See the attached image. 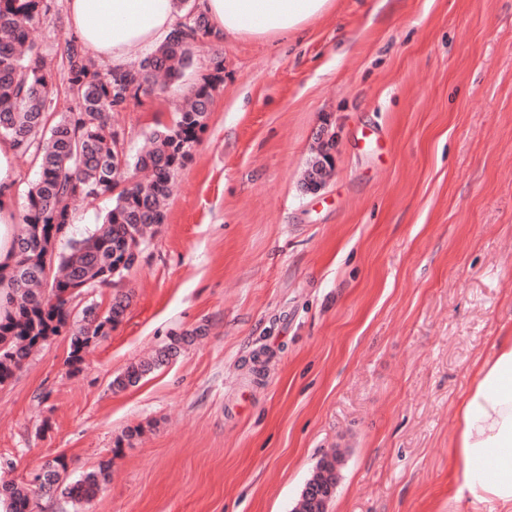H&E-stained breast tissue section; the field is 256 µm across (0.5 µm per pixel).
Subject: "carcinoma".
Instances as JSON below:
<instances>
[{"label":"carcinoma","instance_id":"carcinoma-1","mask_svg":"<svg viewBox=\"0 0 512 512\" xmlns=\"http://www.w3.org/2000/svg\"><path fill=\"white\" fill-rule=\"evenodd\" d=\"M53 0H0V141L38 169L27 191V207L14 237L11 261L0 262V384L13 377L39 341L70 336L67 364L81 361L92 342L122 322L127 303L116 297L103 310L88 304L73 314L80 290L108 285L132 269L144 245V227L163 222V204L172 192L197 133L205 126L211 90L219 76L194 88L177 111L174 124L154 129L150 148L136 156L118 144L112 113L131 101L164 91L192 65L198 44L214 35L208 16L187 0H173L180 14L176 31L146 54L137 66L103 69L70 35L55 48L27 43V30L49 14ZM64 72L57 84V71ZM113 197L102 223L69 251L55 242L69 234L79 201ZM190 336H173L151 363H135L114 378L125 389L175 355ZM58 456L34 474L38 491L62 489L76 501L92 500L112 461L74 482ZM336 487V459H325L306 484L295 512H326ZM5 512H34L27 489L0 487Z\"/></svg>","mask_w":512,"mask_h":512}]
</instances>
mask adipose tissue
Here are the masks:
<instances>
[{
	"label": "adipose tissue",
	"mask_w": 512,
	"mask_h": 512,
	"mask_svg": "<svg viewBox=\"0 0 512 512\" xmlns=\"http://www.w3.org/2000/svg\"><path fill=\"white\" fill-rule=\"evenodd\" d=\"M335 0H201L216 33L274 38L303 31ZM74 32L96 56L121 66L132 47H154L174 32L173 0H67ZM476 361L453 440L450 503L467 512H512V333Z\"/></svg>",
	"instance_id": "ef3b65f1"
}]
</instances>
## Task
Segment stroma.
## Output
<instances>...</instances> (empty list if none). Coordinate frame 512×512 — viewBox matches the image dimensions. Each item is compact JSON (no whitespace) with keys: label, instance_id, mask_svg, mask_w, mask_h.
Returning <instances> with one entry per match:
<instances>
[{"label":"stroma","instance_id":"1","mask_svg":"<svg viewBox=\"0 0 512 512\" xmlns=\"http://www.w3.org/2000/svg\"><path fill=\"white\" fill-rule=\"evenodd\" d=\"M214 73L163 223L71 301L127 296L122 322L77 368L52 336L0 385V482L108 459L92 501L36 512H293L332 456L326 512H455L461 397L512 330V0H336L289 38L208 39L114 113L126 148ZM171 336L170 343L160 353L157 359L151 363H135L128 366L125 372L114 378L111 385L118 389H125L129 386H136L143 376L156 366L163 364L169 357L175 355L181 344L188 343L190 336Z\"/></svg>","mask_w":512,"mask_h":512}]
</instances>
